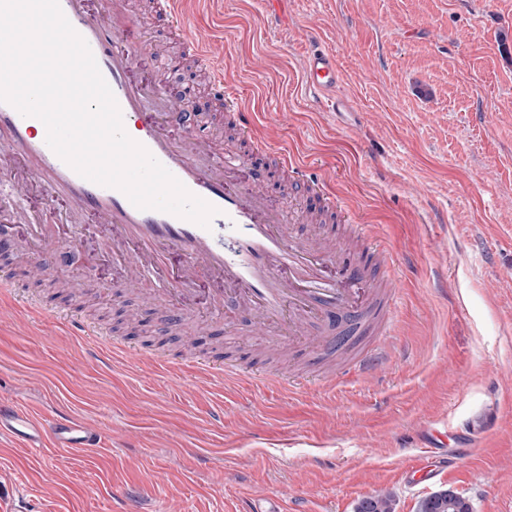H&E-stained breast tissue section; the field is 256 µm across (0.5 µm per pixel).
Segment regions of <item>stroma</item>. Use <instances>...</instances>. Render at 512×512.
I'll list each match as a JSON object with an SVG mask.
<instances>
[{
  "label": "stroma",
  "instance_id": "obj_1",
  "mask_svg": "<svg viewBox=\"0 0 512 512\" xmlns=\"http://www.w3.org/2000/svg\"><path fill=\"white\" fill-rule=\"evenodd\" d=\"M128 2L151 44L135 77L186 98L215 149H247L202 73L178 59L174 30L149 0ZM178 2L208 32L253 134L378 228L386 261L366 251L348 259L400 285L393 361L375 379L295 393L189 371L195 338L271 376L313 374L323 361L304 347L278 356L275 337L254 339L242 322L212 323L208 280L183 301L196 326L160 331L166 308L120 289L125 271L96 250L103 227L88 218L66 273L35 280L30 260L0 249L13 288L0 296V393L45 416L65 407L101 423L105 449L89 459L0 446V494L32 512H113L128 494L144 512H237L245 497L281 512H355L389 492L395 512H418L448 490L471 512H512V0H288L284 31L259 0ZM318 43L336 55L351 111H324L305 93L301 58ZM280 110L287 124L276 122ZM255 161L273 204L319 207L269 154ZM32 299L86 318L142 363H86L84 343L46 325ZM497 408L486 448L455 472L404 478L430 445L428 427L463 435Z\"/></svg>",
  "mask_w": 512,
  "mask_h": 512
}]
</instances>
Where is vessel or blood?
<instances>
[{
    "label": "vessel or blood",
    "mask_w": 512,
    "mask_h": 512,
    "mask_svg": "<svg viewBox=\"0 0 512 512\" xmlns=\"http://www.w3.org/2000/svg\"><path fill=\"white\" fill-rule=\"evenodd\" d=\"M89 4L90 0H60L63 14L88 44L115 96L126 132L217 213L204 227L166 212L138 209L122 191L84 179L59 158L46 143L41 120L22 116L0 101V246L11 243L17 225H26L48 255L47 260L34 262L33 271L50 274L68 254L61 227L82 223L91 214L107 229L101 248L118 258L127 272L124 290L167 284L172 294H190L199 279H216L221 286L209 299L214 318L244 310L251 315L253 335L276 331L288 340H308L319 347L335 346L340 336L349 341L365 332L377 335V343L353 356L343 374L321 377L324 386L335 387L346 374L382 373L389 356L382 339L391 333L398 299L392 283L370 287L358 267L338 261L332 243L296 242L289 231L292 218L287 208L269 201L263 169L229 150L216 154L206 140L192 133L196 113L174 102L159 84L132 79L137 59L149 53L150 46L136 35L127 0H108L97 15ZM159 8L181 37L186 53L208 72L216 98L227 108H236L238 101L224 80L223 67L211 55L208 36L184 23L176 0H159ZM303 69L308 93L330 96L332 111H346V104L332 96L342 81L332 51L308 52ZM173 126L187 130V137L173 139L169 134ZM242 170L250 176L239 185L233 177ZM61 198L68 202L63 210L56 207ZM171 251L183 253L185 260L170 281L166 261ZM63 323L71 335L89 338L86 355L93 364H109L119 354L134 362L140 359L125 344L92 336L80 317L64 318ZM186 366L227 379L242 376L235 365L205 358L189 360ZM432 439L433 447L405 470L414 482L426 483L455 470L461 458L477 451L472 445L456 457L443 448V435L433 434ZM0 441L91 456L102 449L104 433L70 412L61 410L45 419L1 397Z\"/></svg>",
    "instance_id": "vessel-or-blood-1"
}]
</instances>
